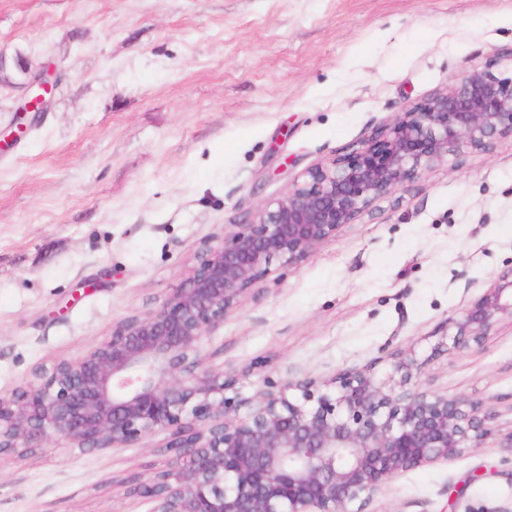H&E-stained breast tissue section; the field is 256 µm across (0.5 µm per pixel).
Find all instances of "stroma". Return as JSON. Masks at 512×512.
I'll use <instances>...</instances> for the list:
<instances>
[{
  "mask_svg": "<svg viewBox=\"0 0 512 512\" xmlns=\"http://www.w3.org/2000/svg\"><path fill=\"white\" fill-rule=\"evenodd\" d=\"M0 52L61 71L49 112L6 137L26 90L0 79V393L158 307L203 243L356 149L464 69L512 53V0H0ZM512 269V138L436 163L297 266L273 264L204 337L263 378L384 376L402 351L432 391L512 428V320L432 354L448 318ZM155 435L0 459V512H150L104 487L166 458ZM372 512H512L495 441L392 480Z\"/></svg>",
  "mask_w": 512,
  "mask_h": 512,
  "instance_id": "35a3bbf8",
  "label": "stroma"
}]
</instances>
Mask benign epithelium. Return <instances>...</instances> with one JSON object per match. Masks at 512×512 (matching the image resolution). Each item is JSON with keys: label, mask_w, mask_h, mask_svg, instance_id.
Listing matches in <instances>:
<instances>
[{"label": "benign epithelium", "mask_w": 512, "mask_h": 512, "mask_svg": "<svg viewBox=\"0 0 512 512\" xmlns=\"http://www.w3.org/2000/svg\"><path fill=\"white\" fill-rule=\"evenodd\" d=\"M26 80L21 114L46 112L61 79L16 58ZM512 136V73L467 69L398 113L346 156L306 168L245 224L205 242L165 302L112 325L82 356L35 366L0 394V458H25L66 440L80 453L134 448L168 433L167 467L121 480L150 512H368L398 475L450 461L491 437L512 449L482 402L423 388L401 356L378 378L345 372L265 378L240 398V376L210 365L202 338L279 261L297 266L374 202L465 148ZM512 318V271L495 277L439 345H479Z\"/></svg>", "instance_id": "benign-epithelium-1"}]
</instances>
